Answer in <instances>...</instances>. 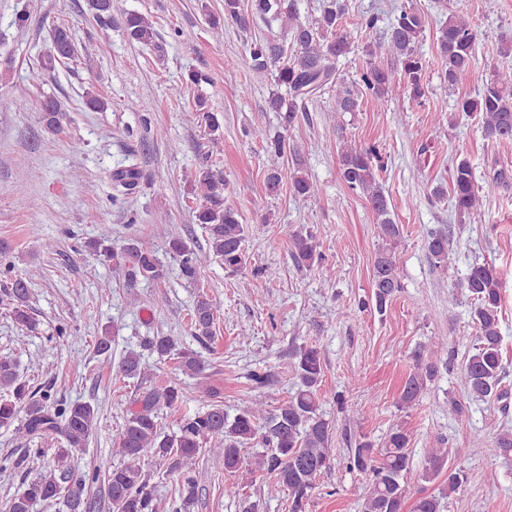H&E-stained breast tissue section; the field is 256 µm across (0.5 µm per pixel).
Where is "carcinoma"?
<instances>
[{"instance_id": "1", "label": "carcinoma", "mask_w": 512, "mask_h": 512, "mask_svg": "<svg viewBox=\"0 0 512 512\" xmlns=\"http://www.w3.org/2000/svg\"><path fill=\"white\" fill-rule=\"evenodd\" d=\"M113 0H87L89 15L101 27L112 26ZM345 4L342 0H325L320 16L312 22L300 20L299 0H224V21L245 29L250 17H271L287 24L292 47L259 38L246 47V63L256 73L268 74L276 90L270 93L266 111L277 112L281 130L271 134L255 129L252 136L260 139L265 152L273 159L288 153V131L298 113L305 111L306 102L327 93H336V112H355L360 105V91L372 99L383 101L403 92L415 101L425 96L426 63L417 51L425 30V18L414 9L403 8L391 21L387 35L379 42L362 47L367 57L359 78L348 83L340 77L337 63L352 50V31H371L378 23L375 15H362L354 22V30L342 24ZM121 27L132 44L148 46L156 32L152 22L136 11L121 16ZM477 33L459 13L448 14L436 33L440 58L445 62L444 84L456 88L470 76L475 57ZM89 53L88 47L77 49L70 29L56 26L46 39L40 62L45 70H53ZM387 55L396 65L384 67L376 58ZM49 130H61L63 112L57 100L48 98L42 105ZM456 111L478 119L485 139L492 143L512 140V69L498 71L484 83L475 95L456 101ZM194 120L204 128L208 142L216 146L223 137L222 122L217 113L207 110L202 99L195 101ZM340 142L339 175L347 188L362 194L376 216L380 245L372 262V293L358 309L346 316L353 318L366 309L386 315L388 307L403 288L396 250L402 242V226L395 223L389 211L376 172L383 168L380 149L375 144L355 145L337 133ZM141 179L137 169L117 168L112 172L115 189L122 195L135 192ZM194 223L205 233L207 248L195 245L192 239L175 232L168 242V251L176 260L183 279L197 281L201 269L212 260L224 265V271L235 274L248 261L247 231L242 216L227 204V184L222 171L214 168L205 156L191 176ZM299 198L318 199L321 186L309 178L302 168L274 167L266 175L265 189L276 195L283 186ZM423 191L435 196H450L451 205L463 222L481 220L480 191L470 160L466 157L453 162L450 188L441 184L424 185ZM291 256L301 267L321 263L316 236L311 227L301 225L290 235ZM100 262L115 261L123 268L127 282H157L167 275L157 248L148 239L132 237L115 250L108 229L101 230L91 243ZM425 249L431 265L448 272L454 252L451 232L429 229L425 234ZM6 282V301L16 324L35 329L31 315L28 281L11 267L0 270ZM457 288L471 300L470 318L475 329L471 351L462 363L458 388L469 400L486 403L500 402L508 397L503 381L508 376L502 352L500 315L502 314V283L493 264H475L457 282ZM217 307L205 293L198 295L190 317V328L199 339L213 336ZM143 349L160 359L174 358L185 374L201 375L206 369L198 353L172 336H148ZM442 348L420 345L411 352L413 366L401 386L397 401L400 411H408L419 402L428 384L439 374ZM297 388L278 405L270 404L269 375L253 372L250 380L257 395L234 417L224 413L217 392L205 394L202 407L184 415L176 432L169 434L162 426L163 410L190 399L189 392L178 382L164 387H146L133 400L124 424L116 436L117 448L124 462L104 473L94 472L91 481H103L113 512H158L152 473L143 468L155 466L176 478L178 499L171 503V512H192L198 486L192 474L197 455L207 449L223 458L224 471L234 476L252 466L288 491L290 512H306L309 498L317 488L316 479L331 468L333 427L321 410L319 392L324 368L317 347L301 344L291 353ZM125 378H141V354L127 353L118 365ZM98 409L89 402L61 403L47 390H31L22 381L16 365L0 358V429L14 427L15 433L26 440L57 436L61 444L55 449L53 468L28 482L23 490L5 504V512H31L36 503L51 504L66 500L69 512H90L82 498L85 479L73 478L70 461L75 452L86 447ZM214 447L207 448L208 443ZM495 448L504 457L512 456V430L502 428L494 436ZM347 467L366 477L369 488L362 498L360 512H405L408 476L411 472L409 437L398 426L386 435L382 446L374 447L369 440H360L349 449ZM423 482L439 481L437 495L416 498L411 512H440V499L456 493L467 480L460 465L448 462L445 448L428 451L426 465L419 474Z\"/></svg>"}]
</instances>
